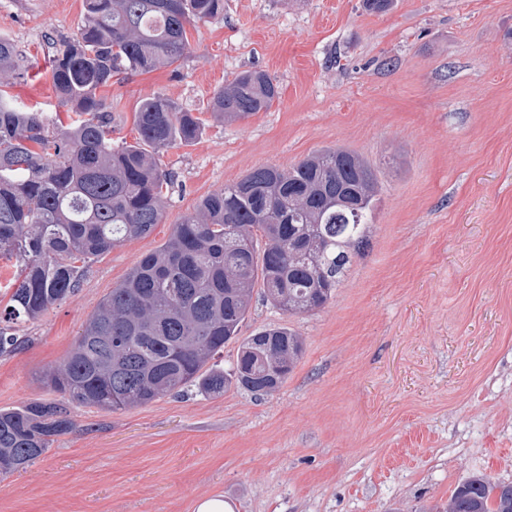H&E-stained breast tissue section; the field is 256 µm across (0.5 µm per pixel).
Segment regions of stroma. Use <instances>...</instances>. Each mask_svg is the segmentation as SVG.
<instances>
[{
	"label": "stroma",
	"mask_w": 512,
	"mask_h": 512,
	"mask_svg": "<svg viewBox=\"0 0 512 512\" xmlns=\"http://www.w3.org/2000/svg\"><path fill=\"white\" fill-rule=\"evenodd\" d=\"M83 0H0V35L28 67L9 95L55 124L54 45ZM179 66L102 88L112 142L135 143L141 99L165 95L205 121L160 153L161 224L88 261L77 290L23 323L0 356V409L58 395L44 372L112 288L200 198L251 169L293 167L340 146L380 186L368 244L333 297L287 316L254 293L242 335L293 329L304 351L269 395L173 393L110 412L71 409L72 430L0 478V512H430L475 474L512 483V0H224L188 26ZM259 68L272 107L213 118L214 92Z\"/></svg>",
	"instance_id": "stroma-1"
}]
</instances>
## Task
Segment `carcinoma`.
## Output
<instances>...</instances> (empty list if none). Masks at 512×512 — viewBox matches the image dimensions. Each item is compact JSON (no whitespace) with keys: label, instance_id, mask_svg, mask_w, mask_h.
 Returning a JSON list of instances; mask_svg holds the SVG:
<instances>
[{"label":"carcinoma","instance_id":"cac0c4a2","mask_svg":"<svg viewBox=\"0 0 512 512\" xmlns=\"http://www.w3.org/2000/svg\"><path fill=\"white\" fill-rule=\"evenodd\" d=\"M224 17V0H84L77 32L55 48L52 82L81 116L49 130L4 88L24 75L0 37V255L20 281L0 311V355L25 344L14 325L35 320L79 287L83 264L161 223L166 175L156 155L196 142L203 119L160 93L135 112L137 141L112 145L110 107L97 95L120 74L171 67L190 54L186 26ZM279 98L268 72L245 70L214 92L208 111L244 120ZM379 183L357 154L326 147L289 170L261 165L202 197L167 241L112 289L44 382L59 402L0 409V477L35 463L71 429L70 406L120 411L188 388L275 392L303 353L286 326L239 336L255 287L293 316L323 307L368 243ZM238 343L234 368L213 363ZM445 512H512V483L475 474Z\"/></svg>","mask_w":512,"mask_h":512}]
</instances>
